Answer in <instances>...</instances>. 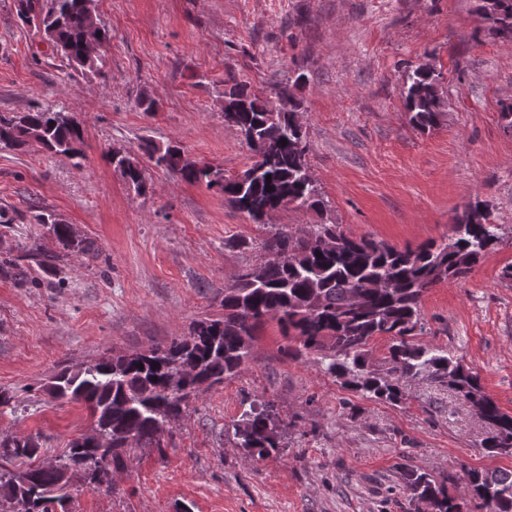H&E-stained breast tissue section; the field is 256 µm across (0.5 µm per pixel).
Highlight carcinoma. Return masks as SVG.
Listing matches in <instances>:
<instances>
[{
  "label": "carcinoma",
  "instance_id": "1",
  "mask_svg": "<svg viewBox=\"0 0 512 512\" xmlns=\"http://www.w3.org/2000/svg\"><path fill=\"white\" fill-rule=\"evenodd\" d=\"M484 32L512 42V0H475ZM18 17L43 29L48 42L68 65L100 72L94 48L108 39L105 27L91 22L89 0H19ZM441 73L431 64L404 74V108L422 132L439 126L446 103L439 93ZM225 114L252 152L251 165L227 178L219 169L189 160L181 147L147 142L141 150L155 166L188 182L217 187L232 208L255 222L267 212L293 206L321 212L325 203L309 180L308 145L297 119V105L278 110L236 84L224 93ZM83 127L70 112L36 108L0 115V147L37 146L56 155L83 157ZM287 144H281V140ZM127 182L136 193L148 190L137 155L119 151ZM271 179H266V176ZM50 226L62 245L90 258L93 241L71 238L70 226L52 213L35 216ZM501 243L498 225L489 222L481 202H468L455 219L454 234L415 249L398 248L372 238L349 237L334 224H311L301 232L278 230L263 244L267 257L224 288V314L192 324L189 334L167 346L100 358L63 368L42 386L53 400L82 403L97 413L99 443L70 447L44 466L35 462L38 444L27 437L0 441V512H69L58 493L62 479L83 474L88 485L112 488V466L138 447H161L160 426L176 421L190 396L241 373L251 358L258 330L275 321L288 339V354L315 355L342 387L390 404L404 398L399 381L369 364L370 341L390 336L389 361L404 378L431 374L462 396L490 428L482 446L512 454V414L486 394L479 376L442 350L415 343L424 293L436 284L470 275ZM275 403L252 402L232 424L236 446L265 459L280 448ZM402 490L415 512H463L449 496L448 478H437L409 463L400 464ZM466 488L485 512H512V470L466 472Z\"/></svg>",
  "mask_w": 512,
  "mask_h": 512
}]
</instances>
